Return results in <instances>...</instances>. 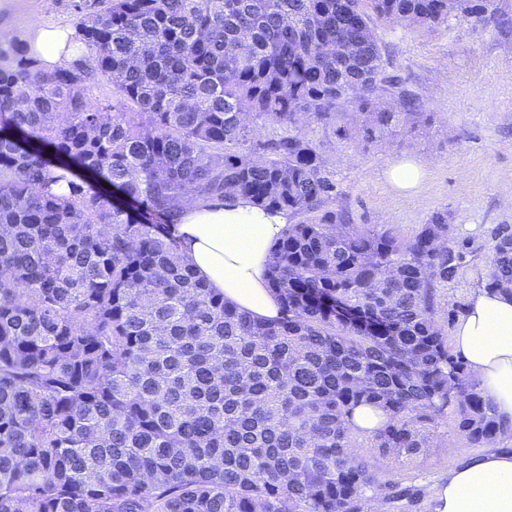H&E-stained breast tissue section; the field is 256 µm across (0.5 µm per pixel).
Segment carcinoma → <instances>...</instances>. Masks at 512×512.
<instances>
[{
  "label": "carcinoma",
  "instance_id": "cac0c4a2",
  "mask_svg": "<svg viewBox=\"0 0 512 512\" xmlns=\"http://www.w3.org/2000/svg\"><path fill=\"white\" fill-rule=\"evenodd\" d=\"M465 2L93 0L68 66L0 64V512H371L420 501L380 460L412 463L448 416L471 448L512 430L437 320L464 262L448 214L402 244L322 210L304 131L352 101L366 141L431 125L377 23ZM229 191L301 217L271 247L274 322L180 253L183 202ZM485 287L512 295L505 229Z\"/></svg>",
  "mask_w": 512,
  "mask_h": 512
}]
</instances>
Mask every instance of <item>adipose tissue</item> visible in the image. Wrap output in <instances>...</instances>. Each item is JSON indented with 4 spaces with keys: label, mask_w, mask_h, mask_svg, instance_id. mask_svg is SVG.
<instances>
[{
    "label": "adipose tissue",
    "mask_w": 512,
    "mask_h": 512,
    "mask_svg": "<svg viewBox=\"0 0 512 512\" xmlns=\"http://www.w3.org/2000/svg\"><path fill=\"white\" fill-rule=\"evenodd\" d=\"M75 30L33 24L0 28V45L22 42L39 68L52 71L76 56ZM288 222L237 194L224 202L185 205L181 254L207 288L257 319L274 320L280 302L267 283L269 250ZM453 349L480 384L496 414L512 422V297L472 291L452 334ZM433 512H512V451H488L449 470L427 488Z\"/></svg>",
    "instance_id": "1"
}]
</instances>
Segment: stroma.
I'll list each match as a JSON object with an SVG mask.
<instances>
[{
  "mask_svg": "<svg viewBox=\"0 0 512 512\" xmlns=\"http://www.w3.org/2000/svg\"><path fill=\"white\" fill-rule=\"evenodd\" d=\"M74 4L0 0V26H71ZM495 8L499 19L489 24L452 19L429 31L379 24L385 73L434 113L431 129L365 142L354 134L353 104L335 127L310 128L335 174L336 195L325 209L346 213L362 229H394L404 242L434 213H447L449 243L465 259L440 291L443 323L483 287L496 230L512 229V0H495ZM406 157L425 170L423 188L409 199L386 179L388 168ZM473 453L448 420L435 429L427 452L398 470L397 478L423 489Z\"/></svg>",
  "mask_w": 512,
  "mask_h": 512,
  "instance_id": "obj_1",
  "label": "stroma"
}]
</instances>
